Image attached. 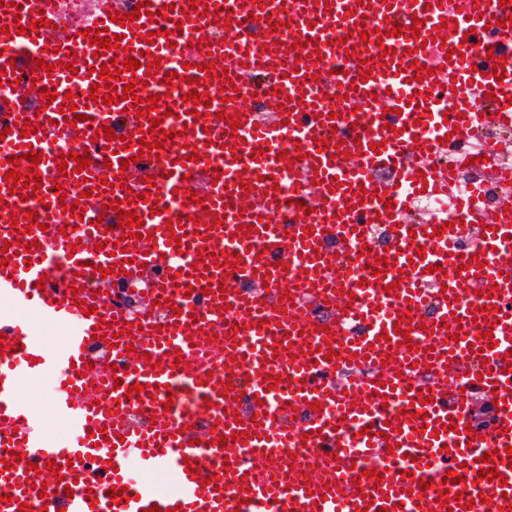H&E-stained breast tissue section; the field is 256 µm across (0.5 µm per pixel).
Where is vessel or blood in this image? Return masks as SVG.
<instances>
[{"instance_id":"vessel-or-blood-1","label":"vessel or blood","mask_w":512,"mask_h":512,"mask_svg":"<svg viewBox=\"0 0 512 512\" xmlns=\"http://www.w3.org/2000/svg\"><path fill=\"white\" fill-rule=\"evenodd\" d=\"M0 14V23L28 24L43 12L45 27L34 35L0 33V247L13 258L0 268V298H10L15 311H0V340L8 346L0 355V512H501L512 507V462L494 463L504 485L470 481L482 469L487 452L512 446V373L505 353L512 349V217L479 214L472 230L480 236L476 256L456 250L453 229L435 232L433 220L409 219L406 209L416 190H434L431 172H420L409 161L421 147H433L435 137L451 126L468 131L480 125L477 110L445 123L443 107L431 87L459 71L461 83L472 82L486 92H505L497 118L512 126V55L503 61L506 75L496 81L494 60L470 53L465 32L483 30L489 20L501 23L499 33L512 44V19L479 0L476 9L455 16L457 32L441 33L448 8L439 0H206V8L182 14L189 0H151L149 15L132 26L112 22V11L127 13L122 0H99L95 19L119 35V47L130 58L152 53L160 69L139 68L121 73V84L147 82L160 86L167 72L199 77L196 90L208 93V104L183 102L164 118L162 130H181L185 144H163L142 152L139 144L150 130L149 117L139 116L134 99L106 105L87 100L91 84L100 82L99 68L109 64L94 53L82 33L91 22L64 19L65 0H15ZM290 14L292 23L271 33V22ZM422 19L419 38L390 37V22L407 27ZM94 19V20H95ZM367 21L382 30L383 39L337 41L340 30ZM229 22L224 38L194 48L203 31ZM317 46H310V39ZM435 39L453 55L445 71L416 81L412 62H425L422 41ZM293 47L284 65L258 66L265 44ZM78 57V73L64 68L68 54ZM383 57L384 66L359 83L355 96L362 109L330 119L322 114L321 94L333 93L337 60ZM52 64L53 73L35 68L36 58ZM321 61L320 85L306 83L313 61ZM229 61L243 63L253 77L270 79L284 89L271 98L259 119L231 128L222 114L244 110L242 97L221 102L216 79L202 68L209 62L223 71ZM56 93L46 102L43 90ZM76 93L83 121L65 122L60 113L65 92ZM33 119L38 131L23 137L21 122ZM113 127L117 137L99 136L100 126ZM349 143L351 157H330L323 145L326 130ZM74 139L89 148L95 163L91 175L67 165L69 194L57 190L60 170L55 154L46 152L50 133ZM135 136L130 148L122 137ZM199 158L186 160L188 149ZM41 153L37 169L42 185L36 199L48 205L56 223L70 221V205L80 183H109L111 192L89 206L81 242L53 231L33 229L18 236L10 211L25 209L10 193L5 176L11 160L27 151ZM129 159L121 167V159ZM155 180L137 178L140 167ZM389 170L399 181L376 183L375 172ZM293 175L298 201L312 203L315 214L301 219L297 210H283L274 188ZM134 199H127V191ZM204 198L216 212V224L195 225L169 220L151 212L152 200L188 195ZM143 221L139 237L123 238L118 212L110 198ZM121 209V210H122ZM385 224L391 238L389 267L374 275L372 266L357 269L371 218ZM253 233H243V225ZM123 241L126 249L100 247ZM33 244L30 258L18 253ZM423 255H416V248ZM66 257L70 274L55 271L57 257ZM112 268L101 276V268ZM115 291L137 289L142 319L127 322L129 332L114 336L109 320L124 321L106 305L96 304L86 282ZM399 284L396 295L387 285ZM328 292L337 309L357 325L347 335L344 352L331 359L323 331L296 308L281 314L285 288ZM487 297H480V290ZM164 303L166 319L153 329L152 305ZM435 314L426 343L433 353L427 377H398L407 353L405 329L418 326L416 317L426 303ZM96 312L85 315L84 310ZM232 307L243 325L239 344L225 347L211 368L183 364L174 371L169 355L189 352L201 331L211 327L220 308ZM485 315H478V308ZM63 324L65 333L47 345L41 326ZM116 337L109 367L84 376L93 331ZM459 340L448 343L447 338ZM369 368L370 378H349L350 370ZM60 375L61 383L43 411L28 391L43 377ZM279 377L274 389L265 382ZM143 384L139 399H126L132 383ZM181 389V403L168 405V394ZM431 400L423 402L420 393ZM490 402L483 421L473 417L477 399ZM65 427V435L46 431L48 418ZM455 429H448V422ZM475 440H468V432ZM18 461L4 465L9 453ZM335 458L320 469H290L285 454ZM267 458L257 469L254 456ZM53 461L63 467V480L27 472V463ZM460 463L461 482H446V469ZM382 471V480L368 469ZM431 482L428 490L420 481ZM125 488L126 499H111L112 487ZM446 504H438L441 494ZM470 510H463V503Z\"/></svg>"}]
</instances>
